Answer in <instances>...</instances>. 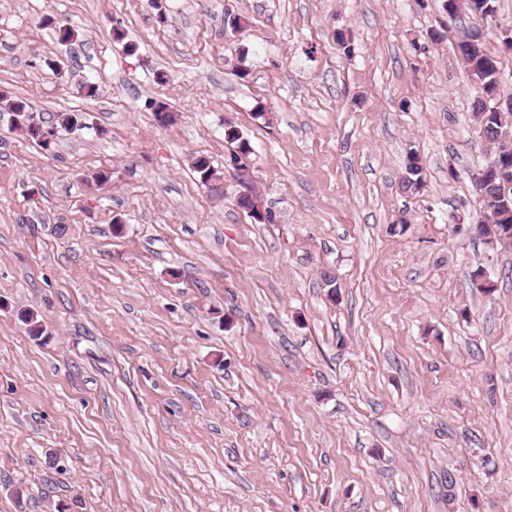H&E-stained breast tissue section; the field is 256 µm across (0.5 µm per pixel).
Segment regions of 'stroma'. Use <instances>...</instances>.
I'll return each mask as SVG.
<instances>
[{"label":"stroma","mask_w":512,"mask_h":512,"mask_svg":"<svg viewBox=\"0 0 512 512\" xmlns=\"http://www.w3.org/2000/svg\"><path fill=\"white\" fill-rule=\"evenodd\" d=\"M460 34L443 0H0V91L85 123L48 154L0 121V512H512ZM424 185L423 166L419 157L410 152L408 164H406V175L401 181V189L406 194L418 193ZM191 163L193 171L196 173L199 182L203 186L211 191L223 193V190L221 191L223 177L220 172L212 166L208 157L197 155L193 158Z\"/></svg>","instance_id":"35a3bbf8"}]
</instances>
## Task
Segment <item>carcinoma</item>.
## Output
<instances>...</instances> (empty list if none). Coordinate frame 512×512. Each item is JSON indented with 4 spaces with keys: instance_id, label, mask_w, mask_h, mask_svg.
<instances>
[{
    "instance_id": "obj_1",
    "label": "carcinoma",
    "mask_w": 512,
    "mask_h": 512,
    "mask_svg": "<svg viewBox=\"0 0 512 512\" xmlns=\"http://www.w3.org/2000/svg\"><path fill=\"white\" fill-rule=\"evenodd\" d=\"M470 26L463 29L461 37L457 42V46L463 52V58L460 63L467 72L472 75V69L483 72L484 77L480 87L475 89L476 95L472 101V114L474 123L483 127V135L481 140L485 144V148L490 150L502 149L498 163L499 169L503 170L502 176L506 180H512V148H504L503 138L506 130H512V112H494L486 109V101H491L500 96L502 90L499 84V68L498 60L493 56L482 43L475 51L467 50V39L470 35L471 28L476 25V17L468 16ZM33 111L29 100L14 97L8 93H0V112H17L19 113V123L15 129L19 130L26 138L34 142L40 149L51 151L53 143L44 138V131H53L55 133L65 132L73 133L81 130L80 122L82 116L73 112H58L49 121L44 124L43 120L33 121L28 113ZM229 140L237 143L236 150L230 155V159L238 162L236 168H242L240 162L242 158L251 153V148L247 140L241 135L234 132L230 134ZM193 171L196 173L199 182L208 189L219 192L221 191V182L223 177L220 172L215 169L208 157L197 155L192 161ZM424 185L423 166L419 157L411 152L408 156V164H406V175L401 181V189L406 194H415L421 190ZM475 201L479 208L486 213L496 210L500 219L489 223L479 224L474 228L476 236L482 238L484 243L492 246L499 245L497 237L508 230L512 229V196L508 197L507 205H502L499 198L496 197L498 188L489 185L488 181H480L474 178ZM238 205L245 210L247 214L258 222H273L272 215H265L259 212V207L253 197L249 194H243L238 198ZM21 321L26 326L28 334L34 338L43 334L44 329L42 321L38 319V313L34 310H28L23 313Z\"/></svg>"
}]
</instances>
